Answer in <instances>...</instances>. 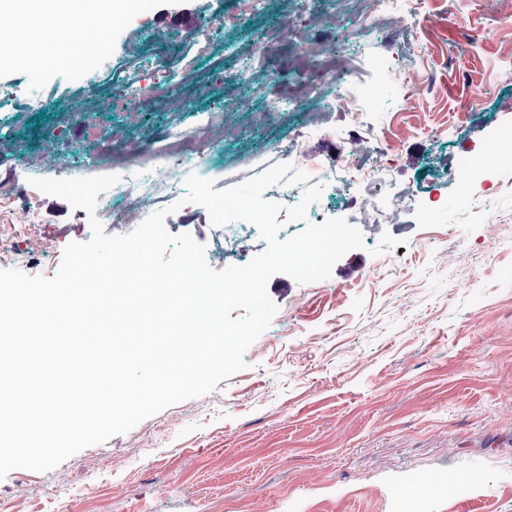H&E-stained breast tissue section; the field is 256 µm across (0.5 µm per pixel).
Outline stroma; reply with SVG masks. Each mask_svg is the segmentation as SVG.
Returning <instances> with one entry per match:
<instances>
[{
    "label": "stroma",
    "mask_w": 512,
    "mask_h": 512,
    "mask_svg": "<svg viewBox=\"0 0 512 512\" xmlns=\"http://www.w3.org/2000/svg\"><path fill=\"white\" fill-rule=\"evenodd\" d=\"M237 3L143 0L88 64L34 74L0 62V268L50 277L69 243L89 240L91 219L109 235L135 228L120 220L131 208L122 194L99 197L90 215L34 180L111 174V155L92 138L151 144L208 114L235 131L200 148L215 189L295 150L317 161L310 175L326 192L304 219L282 224L280 239L319 211L347 219L365 246L318 282L274 274L277 312L245 369L52 470H13L0 480V512H85L95 489L109 494L111 512H227L232 501L239 512H512V165L487 149L492 130L512 129V0H422L416 26L369 27L351 72L372 99L359 123L339 120L342 139L302 133L325 98L279 111L273 96L326 68L331 19L359 18L358 0H315L323 22L292 45L281 29L305 0H263L221 27ZM204 33L210 49L198 59ZM271 45L280 55L257 64ZM292 53L304 70L289 68ZM137 77L166 102L113 108ZM474 83L485 96L469 95ZM348 139L368 168L392 153L391 193L365 198L337 179ZM51 145L65 159L46 166ZM468 157L483 170L464 182ZM187 194L160 183L145 213L166 211L167 230L202 243L217 270L264 251L259 230L212 225ZM427 201L437 207L431 224L419 221ZM473 473L479 484L460 494L416 483Z\"/></svg>",
    "instance_id": "stroma-1"
}]
</instances>
